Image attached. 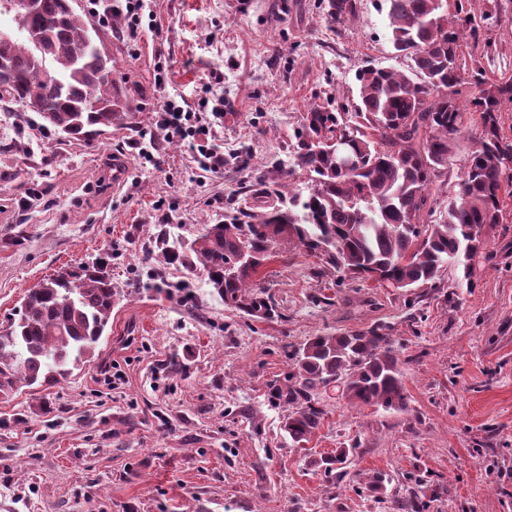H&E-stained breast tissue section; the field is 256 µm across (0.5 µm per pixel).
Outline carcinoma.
Returning <instances> with one entry per match:
<instances>
[{
    "label": "carcinoma",
    "mask_w": 512,
    "mask_h": 512,
    "mask_svg": "<svg viewBox=\"0 0 512 512\" xmlns=\"http://www.w3.org/2000/svg\"><path fill=\"white\" fill-rule=\"evenodd\" d=\"M389 41L408 59V70L370 67L358 76L354 113L314 105L294 131V167L310 176L308 194L285 195L262 186L249 190L253 204L231 219L206 224L189 239L170 240L161 225L163 263L202 269L212 293L247 316H281L276 303L253 286L267 260L287 245L322 260L319 276L392 277L409 290L434 284L448 266L462 272L468 287L478 272L475 253L485 255L482 229L501 224L512 180V138L500 114L512 111V76L490 79L482 60L491 41L480 37L496 26L498 11L475 12L473 0H452L447 26L430 24L436 0H384ZM69 0H41L38 12L15 20L26 41L0 39V101L36 113L43 126L72 137H92L121 126L125 113L112 109L122 95L118 83L100 81L102 60L92 46L85 15ZM333 24L356 14V0H328ZM41 37L43 53L59 72L62 89H51L32 47ZM478 92L470 97L464 89ZM478 113L474 147L463 160L457 193L434 218L436 178L448 168L452 143L462 132L463 112ZM351 137L358 165L336 171L331 141ZM120 296L109 257L62 269L27 290L20 317L0 328V398L26 389L51 387L93 361L108 336ZM345 380L343 398L354 406L407 408L403 373L387 327L377 324L352 333H319L290 355V371L268 386L267 398L284 408L282 428L305 449L323 425L325 394ZM351 448L313 458L309 465L334 481L343 475ZM426 494L397 503L399 512H425Z\"/></svg>",
    "instance_id": "obj_1"
}]
</instances>
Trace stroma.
<instances>
[{"label": "stroma", "mask_w": 512, "mask_h": 512, "mask_svg": "<svg viewBox=\"0 0 512 512\" xmlns=\"http://www.w3.org/2000/svg\"><path fill=\"white\" fill-rule=\"evenodd\" d=\"M356 3L333 27L322 0H149L154 26L137 38L122 17L96 25L127 96L123 126L73 139L0 105V325L29 288L104 254L128 292L93 362L0 399V512H396L417 474L437 491L427 512H512V198L506 221L483 229L489 259L473 288L452 267L409 291L319 278L315 258L290 247L254 278L281 313L263 321L212 299L201 272L158 258L159 225L192 236L230 215L246 185L306 192V174L289 169L304 112L354 105L362 69L407 70L378 0ZM476 6L498 7L491 70L512 75V0ZM169 95L196 112L223 100L228 118L211 121L223 168L202 173L186 144L156 135ZM149 145L160 166L140 157ZM116 158L130 167L117 186ZM161 279L189 282L200 313L157 293ZM320 294L331 304H314ZM376 323L391 328L407 409L328 400L323 428L293 448L268 384L309 336ZM107 366L122 372L119 388L104 383ZM350 446L337 483L308 464ZM376 472L391 480L382 502L358 493Z\"/></svg>", "instance_id": "35a3bbf8"}]
</instances>
